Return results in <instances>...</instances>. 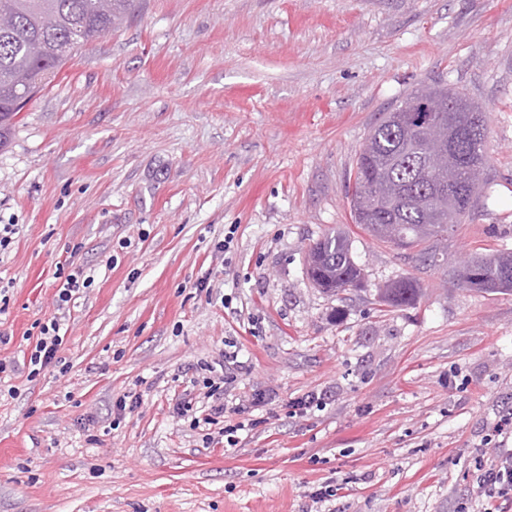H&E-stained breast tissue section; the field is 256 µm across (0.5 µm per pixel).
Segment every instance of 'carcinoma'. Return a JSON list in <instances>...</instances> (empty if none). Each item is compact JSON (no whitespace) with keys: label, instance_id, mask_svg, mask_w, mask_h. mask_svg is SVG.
<instances>
[{"label":"carcinoma","instance_id":"obj_1","mask_svg":"<svg viewBox=\"0 0 512 512\" xmlns=\"http://www.w3.org/2000/svg\"><path fill=\"white\" fill-rule=\"evenodd\" d=\"M136 0H0V13L8 12L14 23L0 30V140L25 104L54 77L82 45L112 29ZM430 92L448 113V95L469 103L459 90L433 87ZM396 107L370 130L353 172L350 214L353 223L374 238L399 251H415L413 259L436 263L448 254V225L437 215L413 204L416 197L431 194L432 184L421 177L429 142L423 131L410 122L395 121ZM455 153L456 178L449 184L456 198L460 220L468 216L472 199L468 192L472 168L486 170L489 157L485 137L472 138L468 128ZM307 275L315 287L336 295V284L358 286L363 278L354 260L350 239L328 233L308 251ZM460 288L502 293V283L512 290V252L477 253L451 270ZM420 285L412 277H401L379 289L380 302L392 307L413 305Z\"/></svg>","mask_w":512,"mask_h":512}]
</instances>
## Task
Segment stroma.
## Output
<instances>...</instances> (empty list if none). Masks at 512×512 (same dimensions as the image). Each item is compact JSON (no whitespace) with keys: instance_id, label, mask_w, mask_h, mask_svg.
<instances>
[{"instance_id":"35a3bbf8","label":"stroma","mask_w":512,"mask_h":512,"mask_svg":"<svg viewBox=\"0 0 512 512\" xmlns=\"http://www.w3.org/2000/svg\"><path fill=\"white\" fill-rule=\"evenodd\" d=\"M437 84L490 156L448 260L512 249V0H139L68 59L0 148V512H454L512 409V292L398 256L347 199L381 113ZM333 230L365 274L336 296L305 272ZM60 268L91 278L62 309ZM400 276L416 304L381 305ZM56 316L62 365L30 375ZM230 344L248 429L207 447L175 405Z\"/></svg>"}]
</instances>
